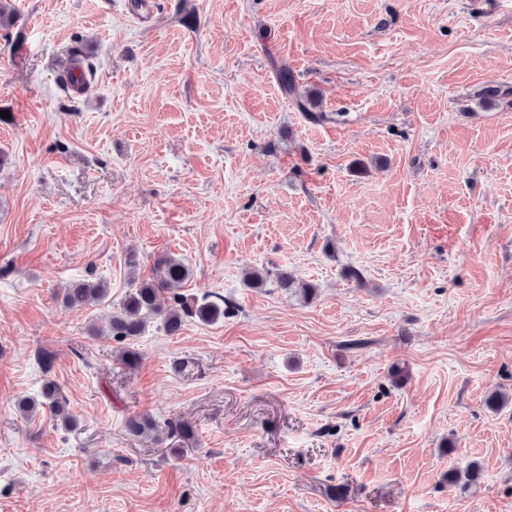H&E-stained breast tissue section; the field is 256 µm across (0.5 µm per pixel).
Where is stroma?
Masks as SVG:
<instances>
[{
  "instance_id": "35a3bbf8",
  "label": "stroma",
  "mask_w": 512,
  "mask_h": 512,
  "mask_svg": "<svg viewBox=\"0 0 512 512\" xmlns=\"http://www.w3.org/2000/svg\"><path fill=\"white\" fill-rule=\"evenodd\" d=\"M127 2L6 0L0 512H512V0ZM132 251L231 312L150 325L129 368L108 306L57 294L120 301ZM48 378L75 430L15 410ZM143 413L197 437H134ZM73 61V65L67 73L66 78H64L60 83L61 89L68 95L70 94V92H72L71 89L74 88L73 86L75 79L73 75L75 72H79L81 75L80 86L85 85L89 79L93 78L95 74V70L92 63L85 61V59L79 58L78 54L73 57ZM80 86L74 89L77 91L80 88ZM280 88L282 93L291 98L296 107L305 113L307 119L311 122H318L323 120V113L321 112H313L311 108V100L307 95H302L296 85L294 84L292 78L288 74L287 71L282 70L279 78ZM276 274L278 288H282L288 292L292 291L294 293H298L306 300H309L310 298L313 299L316 288L312 283L294 277L287 270H281ZM109 295L110 289L105 280H83L75 282L68 288H63L61 301L71 309H87L110 302Z\"/></svg>"
}]
</instances>
